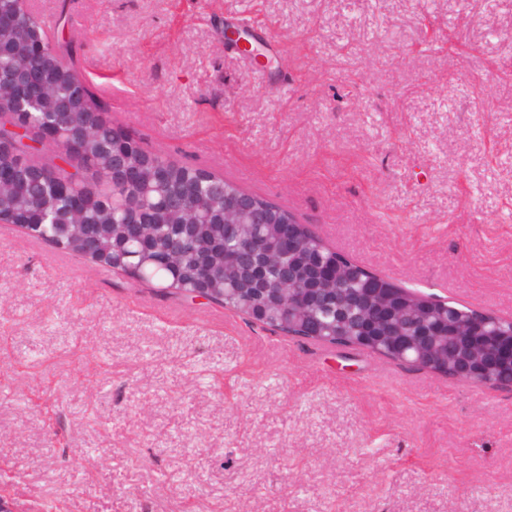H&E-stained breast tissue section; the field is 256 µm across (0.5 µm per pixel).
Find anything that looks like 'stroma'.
I'll return each mask as SVG.
<instances>
[{
    "instance_id": "1",
    "label": "stroma",
    "mask_w": 512,
    "mask_h": 512,
    "mask_svg": "<svg viewBox=\"0 0 512 512\" xmlns=\"http://www.w3.org/2000/svg\"><path fill=\"white\" fill-rule=\"evenodd\" d=\"M28 7L145 148L512 318V0ZM244 21L258 70L224 39ZM0 459L1 492L58 512H512V390L343 358L0 224Z\"/></svg>"
}]
</instances>
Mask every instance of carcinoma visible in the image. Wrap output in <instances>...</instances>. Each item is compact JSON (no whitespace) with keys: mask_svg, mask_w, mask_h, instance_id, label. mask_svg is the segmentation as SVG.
I'll return each instance as SVG.
<instances>
[{"mask_svg":"<svg viewBox=\"0 0 512 512\" xmlns=\"http://www.w3.org/2000/svg\"><path fill=\"white\" fill-rule=\"evenodd\" d=\"M17 19V28L0 32V43L12 49L0 55V80L7 83L24 72L43 73L46 63L25 53L20 32L39 31L49 42L57 71L46 75L42 100L30 109L34 125L49 119L64 130L83 129L82 159L97 176L81 183L79 192L91 208L77 215L67 232L56 222L71 214L74 198L65 184L66 172L50 160L35 157L17 147L0 152V165L15 171L14 187L0 190V213L26 216L27 225L39 226L45 240L70 252L84 255L83 238L93 235L105 263L148 269L146 276L164 290L178 294L185 281H205L217 304L250 316L271 309L269 288L281 289L277 317H257L254 323L273 332L288 334V300L306 292L307 304L298 318L300 329L319 333L321 340L347 349H367L401 360L386 342L366 344V336H389L395 331L419 332L421 314L434 326H458L476 311L449 302H431L428 309L420 296L389 280L378 278L346 257L333 256L323 241L309 232L299 234L290 257L270 252L266 245L280 226L295 221L288 210L259 196L250 200L252 222L241 224L237 235L224 238V203L202 198L199 192L218 182L227 193L240 189L202 168L189 166L144 148L139 141L118 144L112 137V119L96 101L77 73L72 48L55 38L52 26L24 11V0H0V13ZM118 164L137 168L150 187L126 182L112 174L110 153ZM171 252L174 266L168 269L148 263L155 249Z\"/></svg>","mask_w":512,"mask_h":512,"instance_id":"1","label":"carcinoma"}]
</instances>
